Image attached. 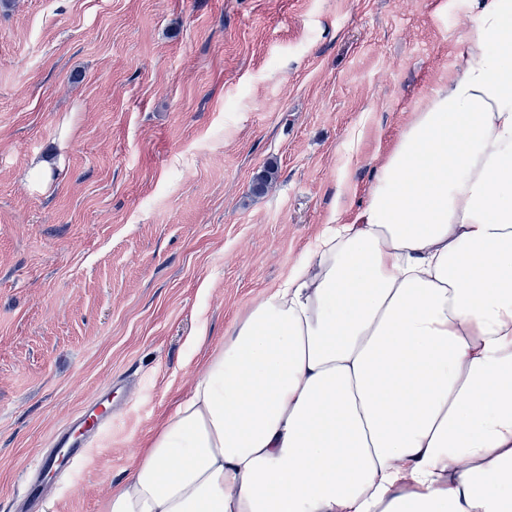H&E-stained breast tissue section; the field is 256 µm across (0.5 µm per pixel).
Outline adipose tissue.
<instances>
[{"label":"adipose tissue","mask_w":512,"mask_h":512,"mask_svg":"<svg viewBox=\"0 0 512 512\" xmlns=\"http://www.w3.org/2000/svg\"><path fill=\"white\" fill-rule=\"evenodd\" d=\"M102 512H512V0Z\"/></svg>","instance_id":"ef3b65f1"}]
</instances>
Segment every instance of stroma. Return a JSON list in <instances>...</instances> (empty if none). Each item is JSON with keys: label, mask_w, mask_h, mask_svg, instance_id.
I'll list each match as a JSON object with an SVG mask.
<instances>
[{"label": "stroma", "mask_w": 512, "mask_h": 512, "mask_svg": "<svg viewBox=\"0 0 512 512\" xmlns=\"http://www.w3.org/2000/svg\"><path fill=\"white\" fill-rule=\"evenodd\" d=\"M475 13L473 0L0 6V512H18L25 467L111 385V429L40 509L101 512L209 347L323 225L367 207L404 130L468 64ZM49 155L63 163L42 192L32 161Z\"/></svg>", "instance_id": "1"}]
</instances>
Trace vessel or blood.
Instances as JSON below:
<instances>
[{
    "instance_id": "vessel-or-blood-1",
    "label": "vessel or blood",
    "mask_w": 512,
    "mask_h": 512,
    "mask_svg": "<svg viewBox=\"0 0 512 512\" xmlns=\"http://www.w3.org/2000/svg\"><path fill=\"white\" fill-rule=\"evenodd\" d=\"M109 422V416L83 411L52 437L48 460L28 480L25 498L28 508L32 510L38 504V487L44 473H51L57 478L71 474L82 462L90 443L103 432Z\"/></svg>"
}]
</instances>
